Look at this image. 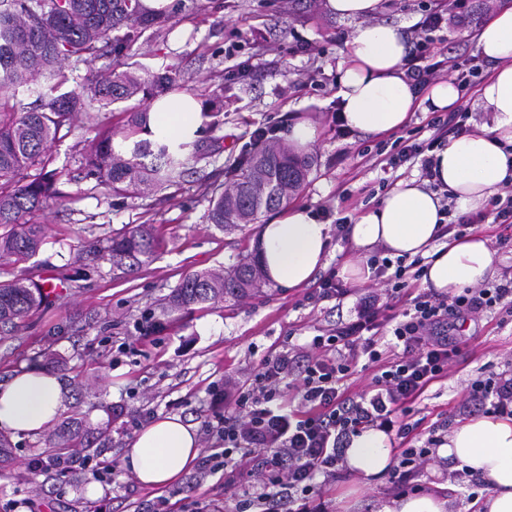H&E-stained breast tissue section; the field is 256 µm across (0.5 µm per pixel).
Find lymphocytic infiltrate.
I'll return each mask as SVG.
<instances>
[{
  "instance_id": "1",
  "label": "lymphocytic infiltrate",
  "mask_w": 512,
  "mask_h": 512,
  "mask_svg": "<svg viewBox=\"0 0 512 512\" xmlns=\"http://www.w3.org/2000/svg\"><path fill=\"white\" fill-rule=\"evenodd\" d=\"M469 0H432L418 22L404 71L409 82L426 86L436 72L456 77L472 89L483 65L478 58L435 59L427 32L453 21L471 23ZM429 138H407L387 165L420 160L423 177H432L428 155L435 145L466 133L462 111L436 112L428 120ZM492 221L484 232L498 246L512 243V184H504L490 200ZM383 292L365 293L355 316L326 335L315 336L301 349L289 348L266 359L251 382L224 384V399L233 413L216 414L206 432L223 447L217 457L224 465V487L236 490L247 482L250 491L240 500V512H328L323 482H331L345 462L353 435L367 428L395 434L404 447L390 470L398 493L418 491L417 477L435 459L441 434H429L421 445L413 439L419 427L414 405L434 383L446 378L459 362L464 340L448 338L449 316L476 318L497 310L512 316V272L493 286H476L456 295L421 288V272L382 262L377 268ZM372 374L360 393L349 391L356 367ZM295 377V409L282 411L279 383ZM474 412L512 416V369L473 380L454 410L455 416Z\"/></svg>"
}]
</instances>
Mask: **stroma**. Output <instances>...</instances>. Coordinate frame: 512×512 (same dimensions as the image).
Returning <instances> with one entry per match:
<instances>
[{
    "mask_svg": "<svg viewBox=\"0 0 512 512\" xmlns=\"http://www.w3.org/2000/svg\"><path fill=\"white\" fill-rule=\"evenodd\" d=\"M354 29L325 7L309 10L304 0L293 6L288 0H175L165 30L146 31L138 40L135 60L154 73L178 70V91L214 102L197 136L209 158L144 198L115 194L85 176L87 145L119 133L120 112L88 109L52 144V165L66 176L60 199L35 217L47 227V242L29 260L0 264V281L47 280L64 291L0 338V383L31 368L57 373L68 391L58 425L82 421L96 430L77 458L107 460L117 469L110 484L78 467L61 480L30 467L47 448L48 433L11 436L0 462V512L22 498L33 499L35 512H134L161 493L174 501H216L232 512L235 500L225 494L222 474L195 466L160 493L141 485L121 461L140 425L177 416L203 432L213 412L225 409L224 380L249 381L265 359L353 318L358 294L314 306L304 300L306 287L267 282L250 296L186 312L167 313L166 302L186 275L228 271L254 258L257 225L218 229L208 219L204 188L223 182L225 167L256 129L275 128L285 141L297 121L315 126L317 139L307 150L312 169L298 202L332 227L323 276L340 272L352 257L346 235L334 229L337 218L362 214L397 181L419 176L418 164L385 168L360 155L364 149L391 155L398 132L336 133L337 66ZM138 224L159 235L152 261L131 275L113 270L100 248ZM449 333L467 339L468 353L418 400L423 434L453 411L482 367L501 372L512 355L510 316L455 319ZM392 494L388 476L371 479L345 469L328 484L325 499L328 512H373Z\"/></svg>",
    "mask_w": 512,
    "mask_h": 512,
    "instance_id": "1",
    "label": "stroma"
}]
</instances>
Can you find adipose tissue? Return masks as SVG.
<instances>
[{"mask_svg": "<svg viewBox=\"0 0 512 512\" xmlns=\"http://www.w3.org/2000/svg\"><path fill=\"white\" fill-rule=\"evenodd\" d=\"M325 7L329 14L357 24L337 77L341 119L349 130L392 132L416 109L449 112L457 107L461 93L452 80L421 91L405 79L404 34L398 26L373 19L381 0H326ZM477 45L494 64L480 92L485 121L475 132L433 150V179L398 181L376 207L349 225L347 238L357 257L343 266L345 280H370L373 271L366 257L375 249L392 258H428L423 283L448 295L481 284L492 274L494 255L484 236L437 243L447 221L443 197H451L457 211L470 213L482 209L512 180V6L500 8L482 25ZM202 112L195 96L169 92L150 101L147 127L159 139L190 140L204 122ZM329 240V225L311 208L292 205L260 225L254 248L268 282L295 288L322 265ZM65 401L66 391L56 375L35 369L16 373L0 386V430L43 431L60 416ZM199 452L191 425L175 416L160 417L138 433L124 465L143 486L162 488L189 471ZM437 454L468 467L488 484L483 512H512V417L470 418L451 431ZM345 458L354 473L384 474L393 461L389 438L375 428L363 430L352 436Z\"/></svg>", "mask_w": 512, "mask_h": 512, "instance_id": "adipose-tissue-1", "label": "adipose tissue"}]
</instances>
